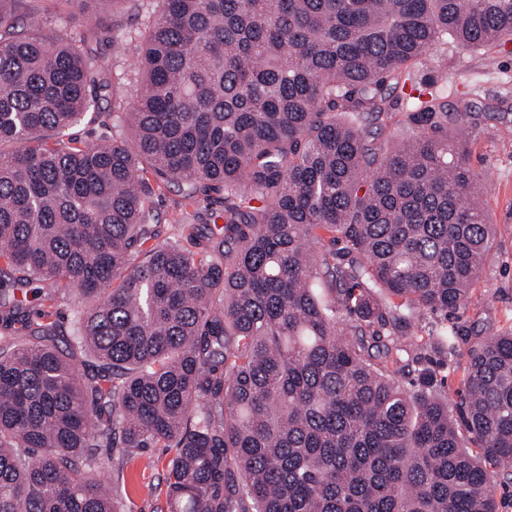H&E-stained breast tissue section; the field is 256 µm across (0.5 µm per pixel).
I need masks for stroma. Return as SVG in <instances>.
Instances as JSON below:
<instances>
[{
	"mask_svg": "<svg viewBox=\"0 0 512 512\" xmlns=\"http://www.w3.org/2000/svg\"><path fill=\"white\" fill-rule=\"evenodd\" d=\"M425 64L440 73L436 92L447 101L449 111L462 110L468 103L475 107L469 122L449 125L448 134L464 142L469 163L479 175L474 199L496 229L495 246L473 290L480 304L447 318L428 315L415 331L420 338L444 327L459 331L455 354L443 359L436 370L439 386L452 396L463 387L471 343L512 330V45L486 54L451 41L434 46ZM154 202L163 234L171 239L184 224L224 222V199L219 194L189 200L162 184ZM26 305L32 314H47L49 321L59 325L56 341L60 344L88 307L75 293L51 305L33 299ZM144 455L154 460L153 468L143 469L141 457L122 454L117 448L112 451L113 467L107 479L118 492L121 512H164L165 476L173 452L148 448Z\"/></svg>",
	"mask_w": 512,
	"mask_h": 512,
	"instance_id": "1",
	"label": "stroma"
}]
</instances>
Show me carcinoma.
<instances>
[{
  "label": "carcinoma",
  "instance_id": "1",
  "mask_svg": "<svg viewBox=\"0 0 512 512\" xmlns=\"http://www.w3.org/2000/svg\"><path fill=\"white\" fill-rule=\"evenodd\" d=\"M42 2L0 0V512H117L104 448L174 449L168 512H497L512 331L456 401L399 375L495 240L423 62L512 43V0H51L99 18L53 41ZM117 64L131 136L84 141ZM396 112L416 134L387 150ZM152 179L224 194V224L161 238ZM28 289L89 302L68 351ZM124 71L121 67L116 68L114 72L113 85L115 87V110H119L118 106L121 105L120 111H123V107L128 100L135 94L139 81H136L134 76L129 79L127 75H124Z\"/></svg>",
  "mask_w": 512,
  "mask_h": 512
}]
</instances>
